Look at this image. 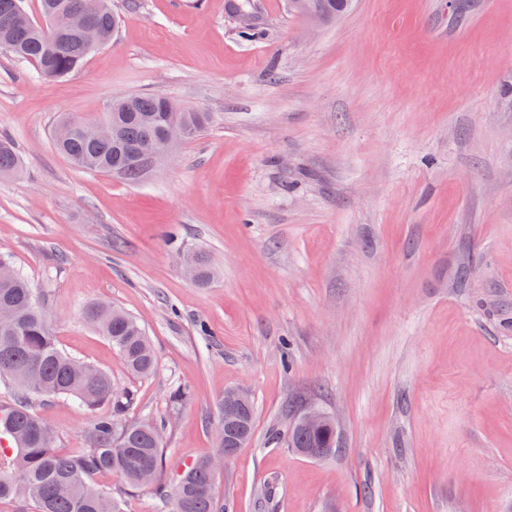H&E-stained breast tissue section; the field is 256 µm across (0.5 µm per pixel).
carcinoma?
Wrapping results in <instances>:
<instances>
[{
	"instance_id": "1",
	"label": "carcinoma",
	"mask_w": 512,
	"mask_h": 512,
	"mask_svg": "<svg viewBox=\"0 0 512 512\" xmlns=\"http://www.w3.org/2000/svg\"><path fill=\"white\" fill-rule=\"evenodd\" d=\"M350 5L351 0H289L292 12L319 21L341 17ZM38 8L36 20L27 12L25 0H0V43H13L8 53L31 65L43 80L69 76L92 52L110 43L118 27L111 0H101L93 43L65 29L69 19L83 15L86 0H39ZM211 122L210 113L159 95L130 94L113 101L105 112L80 120L60 117L53 126L52 144L81 170L135 185L147 177L136 160L141 143L161 139L171 123L185 126L192 139ZM23 170L13 140L0 135V176H18ZM212 277L206 256L195 254L194 282L203 286ZM1 304L11 308V316L0 319V379L12 384L16 398L0 408V435L12 440L16 466L11 474L0 473V500L30 501L36 512H119L112 491L93 486L91 476L114 472L128 486L138 487L145 485L141 477L149 472L167 504L166 512H217L216 475L205 458L184 471L173 491L158 485L165 422L151 421L143 429L119 422L123 402L116 396L112 377L80 367L79 360L58 347L50 316L33 288L0 257ZM84 316L112 342L128 372L148 376L155 371L157 357L137 318L101 303L87 306ZM40 396L71 398L87 408L110 404L113 413L93 421L89 448L63 454L55 448L51 426L33 410L32 399ZM286 442L295 452L317 448L326 458L336 453V426L326 424L314 431L295 428L286 432Z\"/></svg>"
}]
</instances>
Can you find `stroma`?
Returning <instances> with one entry per match:
<instances>
[{
  "label": "stroma",
  "instance_id": "1",
  "mask_svg": "<svg viewBox=\"0 0 512 512\" xmlns=\"http://www.w3.org/2000/svg\"><path fill=\"white\" fill-rule=\"evenodd\" d=\"M234 2L112 0L111 43L58 81L0 52V134L26 169L0 179V256L59 347L127 395L122 423L164 421L159 487L213 454L218 402L243 389L254 436L216 477L227 512H512V0H353L333 23L249 0L248 39ZM134 93L213 124L139 185L54 150L58 116ZM101 300L140 320L153 374L86 322ZM310 405L339 420L324 460L269 441ZM33 407L64 452L110 411ZM93 481L163 512L158 488Z\"/></svg>",
  "mask_w": 512,
  "mask_h": 512
}]
</instances>
